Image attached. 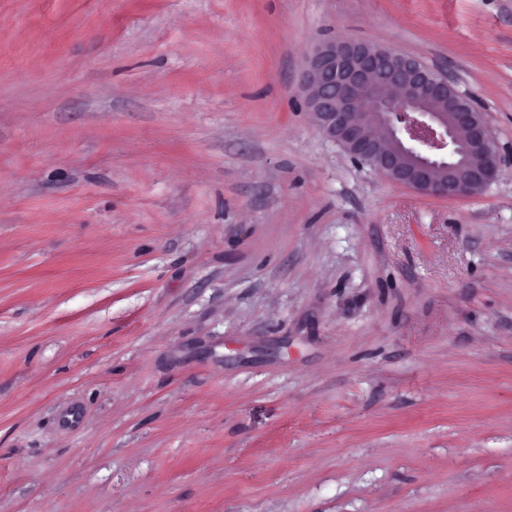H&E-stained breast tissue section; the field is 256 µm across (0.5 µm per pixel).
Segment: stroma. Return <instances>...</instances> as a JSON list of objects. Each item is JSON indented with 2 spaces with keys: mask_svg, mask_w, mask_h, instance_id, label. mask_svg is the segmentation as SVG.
I'll return each instance as SVG.
<instances>
[{
  "mask_svg": "<svg viewBox=\"0 0 512 512\" xmlns=\"http://www.w3.org/2000/svg\"><path fill=\"white\" fill-rule=\"evenodd\" d=\"M501 154L325 138L322 41ZM0 512H512V0H0ZM300 87L326 138L417 193L475 195L498 174L499 149L485 118L420 59L368 43L324 41L308 52Z\"/></svg>",
  "mask_w": 512,
  "mask_h": 512,
  "instance_id": "stroma-1",
  "label": "stroma"
}]
</instances>
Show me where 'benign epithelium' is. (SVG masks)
I'll use <instances>...</instances> for the list:
<instances>
[{
  "label": "benign epithelium",
  "instance_id": "1",
  "mask_svg": "<svg viewBox=\"0 0 512 512\" xmlns=\"http://www.w3.org/2000/svg\"><path fill=\"white\" fill-rule=\"evenodd\" d=\"M301 89L326 138L417 193L475 195L498 174L499 149L485 118L447 76L415 57L320 42L306 56Z\"/></svg>",
  "mask_w": 512,
  "mask_h": 512
}]
</instances>
